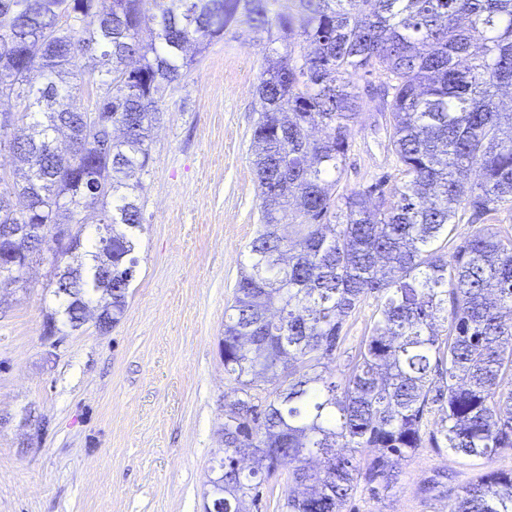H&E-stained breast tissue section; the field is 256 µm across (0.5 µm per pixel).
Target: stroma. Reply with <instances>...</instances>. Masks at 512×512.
<instances>
[{
	"instance_id": "35a3bbf8",
	"label": "stroma",
	"mask_w": 512,
	"mask_h": 512,
	"mask_svg": "<svg viewBox=\"0 0 512 512\" xmlns=\"http://www.w3.org/2000/svg\"><path fill=\"white\" fill-rule=\"evenodd\" d=\"M266 43L239 15L167 88L141 177L143 226L121 321L73 331L46 318L51 267L0 292V512H203L224 446V310L257 236L261 200L251 142ZM388 115L366 107L351 126L341 190L401 182ZM512 237V205L459 213L445 254L480 229ZM366 298L327 369L345 379L373 324ZM512 470V450L462 458L417 449L395 487L359 485L346 512H451L474 475Z\"/></svg>"
}]
</instances>
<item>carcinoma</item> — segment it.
<instances>
[{"instance_id":"obj_1","label":"carcinoma","mask_w":512,"mask_h":512,"mask_svg":"<svg viewBox=\"0 0 512 512\" xmlns=\"http://www.w3.org/2000/svg\"><path fill=\"white\" fill-rule=\"evenodd\" d=\"M146 4L0 0V99L30 118L10 134L0 126V154L14 164L11 180L0 178V263L42 254L55 226L94 197L92 170H101L109 188L96 233L84 244L73 236L83 259L60 270L54 294L73 329L108 288L120 322L142 227L131 179L149 165L163 93L193 62L186 45L203 50L244 12L254 39L282 50L266 55L256 87L262 230L224 311V372L240 397L224 410V470L211 493L224 512H249L244 499L259 503V487L286 465L288 512H345L360 482L390 488L426 442L467 458L512 450V238L486 228L449 258L438 245L460 211L480 218L512 201V112L500 105L512 87V0ZM83 67L97 73L98 92L92 108L75 110L68 100ZM374 71L385 75L376 98L403 182L338 195L351 123L365 107L346 76ZM89 111L112 113L121 129L104 149L84 132ZM62 125L76 132L65 154L53 146ZM293 204L290 239L281 221ZM9 224L41 234L17 244ZM369 296L371 334L338 383L322 365ZM261 378L273 384L264 405L253 394ZM428 414L440 421L429 434ZM370 448L381 453L366 460ZM452 512H512V471L476 477Z\"/></svg>"}]
</instances>
